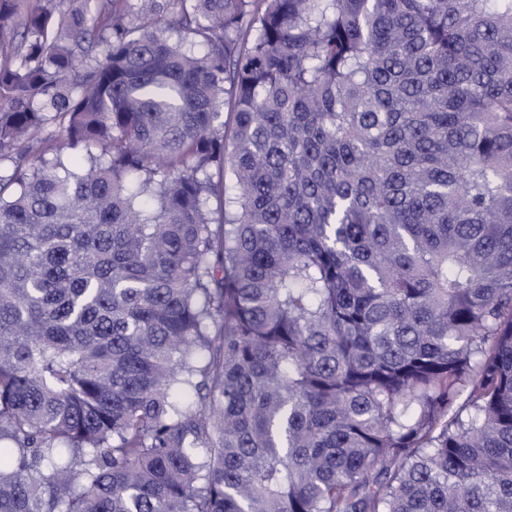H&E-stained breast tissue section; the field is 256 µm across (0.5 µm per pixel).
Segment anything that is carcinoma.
<instances>
[{"label":"carcinoma","instance_id":"carcinoma-1","mask_svg":"<svg viewBox=\"0 0 512 512\" xmlns=\"http://www.w3.org/2000/svg\"><path fill=\"white\" fill-rule=\"evenodd\" d=\"M0 512H512V0H0Z\"/></svg>","mask_w":512,"mask_h":512}]
</instances>
